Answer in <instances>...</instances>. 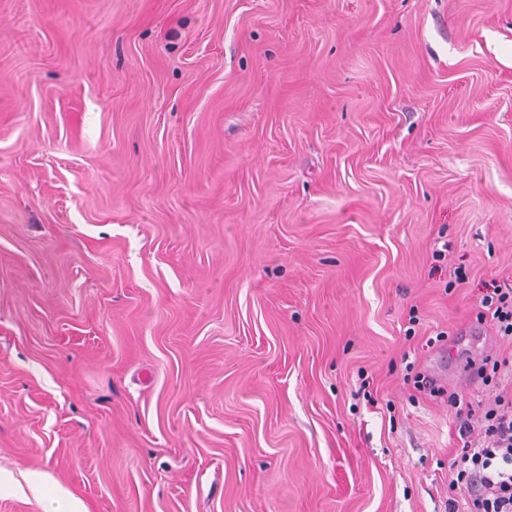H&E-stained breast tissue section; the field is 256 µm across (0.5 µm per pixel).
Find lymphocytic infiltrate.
Masks as SVG:
<instances>
[{"mask_svg": "<svg viewBox=\"0 0 512 512\" xmlns=\"http://www.w3.org/2000/svg\"><path fill=\"white\" fill-rule=\"evenodd\" d=\"M477 319L512 340V288H487L479 300ZM511 365L505 359L484 357L477 373L485 384L494 386L496 395L480 416L462 408L458 393L448 395L462 441L452 462L456 477L449 487L466 491L464 501L449 500L448 512H512V393L503 388L504 371Z\"/></svg>", "mask_w": 512, "mask_h": 512, "instance_id": "f902f5d3", "label": "lymphocytic infiltrate"}]
</instances>
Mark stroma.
I'll return each instance as SVG.
<instances>
[{
    "label": "stroma",
    "mask_w": 512,
    "mask_h": 512,
    "mask_svg": "<svg viewBox=\"0 0 512 512\" xmlns=\"http://www.w3.org/2000/svg\"><path fill=\"white\" fill-rule=\"evenodd\" d=\"M493 281L512 0H0V512H448Z\"/></svg>",
    "instance_id": "obj_1"
}]
</instances>
